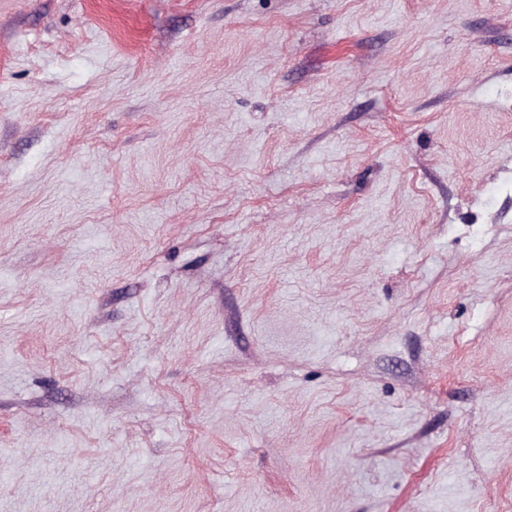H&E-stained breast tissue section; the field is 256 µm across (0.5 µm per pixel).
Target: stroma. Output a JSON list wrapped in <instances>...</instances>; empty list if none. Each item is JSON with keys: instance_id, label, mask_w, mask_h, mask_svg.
Here are the masks:
<instances>
[{"instance_id": "stroma-1", "label": "stroma", "mask_w": 512, "mask_h": 512, "mask_svg": "<svg viewBox=\"0 0 512 512\" xmlns=\"http://www.w3.org/2000/svg\"><path fill=\"white\" fill-rule=\"evenodd\" d=\"M0 512H512V0H0Z\"/></svg>"}]
</instances>
